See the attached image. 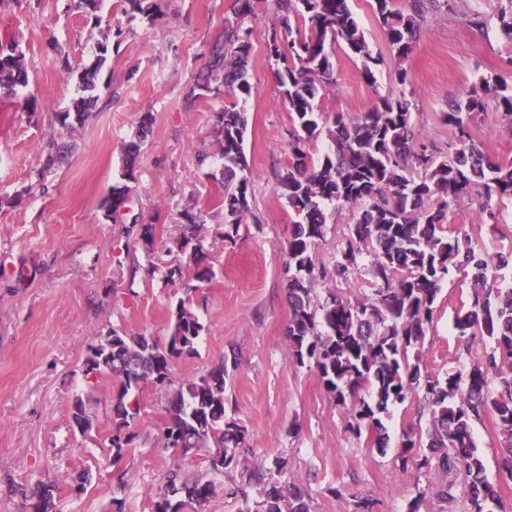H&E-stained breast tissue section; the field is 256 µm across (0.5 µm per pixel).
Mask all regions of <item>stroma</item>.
<instances>
[{"mask_svg":"<svg viewBox=\"0 0 512 512\" xmlns=\"http://www.w3.org/2000/svg\"><path fill=\"white\" fill-rule=\"evenodd\" d=\"M371 0H350L373 53L387 61L366 83L362 64L337 49L334 83L320 102L323 111L356 117L378 98L405 96L414 122L428 139L446 146L452 131L444 117L453 101L478 88L480 76L512 84V42L500 31L496 0H454L449 12L426 14L403 65L390 49ZM163 16L150 24L129 18L119 0H101L100 12L125 37L110 49V65L98 101L85 125L66 133L57 115L75 95V80L60 70L51 48H66L73 67L88 62L99 39L91 17L70 0H0V40H12L25 56L29 84L18 100L0 98V512H29L22 486L51 482L55 512H110L113 500L125 512H151L154 491L172 464L160 426L167 389L148 386L134 425L138 434L120 461H113L112 378L86 376L90 346L111 329L167 335L179 298L191 295L205 327L194 354L175 360L173 382L199 378L218 361L229 364L226 413L250 448L240 465L217 477L216 491L197 512H246L233 489L243 468L286 460L281 481L310 489L311 512H353L357 498L374 500V512H406L420 490L459 474H426L402 481L398 443L404 429L418 426L414 403L393 406L385 420L386 451L367 445L346 429L343 412L313 369L289 364L286 329L288 240L295 220L276 191V175L294 161L292 123L277 82L278 62L266 43L276 25L272 0H256L251 22L249 72L252 96L237 107L248 118L245 151L251 172L250 214L234 241L224 239V165L217 155L215 114L222 100L187 102L191 86L207 71L209 50L224 31L235 0H161ZM407 68V83L398 80ZM153 125L137 159L126 214L109 220L101 204L119 180L123 148L143 116ZM474 140L493 159L512 161V125L495 101H487L471 125ZM69 151L44 170L50 141ZM205 225L203 250L211 281L186 292L165 277L166 265L188 264L176 241L185 211ZM448 220L463 225L479 245L512 251V207L504 224L480 223L475 208ZM155 227L160 266L153 277L135 272L146 262L138 225ZM468 280L443 285L421 367L443 375L453 367L457 338L453 318ZM82 398L95 419L89 436L74 432L70 409ZM486 476L512 512V482L501 475L502 454L490 419L473 425ZM85 492L73 486L82 474Z\"/></svg>","mask_w":512,"mask_h":512,"instance_id":"35a3bbf8","label":"stroma"}]
</instances>
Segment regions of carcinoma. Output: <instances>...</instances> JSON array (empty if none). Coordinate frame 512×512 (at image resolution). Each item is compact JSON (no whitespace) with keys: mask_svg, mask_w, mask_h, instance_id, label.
I'll use <instances>...</instances> for the list:
<instances>
[{"mask_svg":"<svg viewBox=\"0 0 512 512\" xmlns=\"http://www.w3.org/2000/svg\"><path fill=\"white\" fill-rule=\"evenodd\" d=\"M74 8L92 16L100 41L89 63L77 75L78 95L58 116L65 130L83 125L98 99V78L110 43L121 44L124 31L98 14V0H73ZM130 18L155 22L158 0H121ZM278 16L267 43L268 54L281 61L277 71L281 94L288 102L297 162L277 174L276 190L297 221L292 225L286 266L290 319L286 331L288 361L313 368L335 405L345 414L347 428L367 445L385 452L389 435L383 419L391 407L408 401L428 416L427 427L402 433L398 444L399 475L439 470L457 472L467 495V512H492L500 503L487 480L485 465L472 432L474 422L494 417L502 450V472L512 481V286L501 287L502 271L512 267V254L479 246L461 228L448 225V213L473 200L479 202L481 223L498 225L503 208L512 202V162L491 159L471 134L470 123L492 96L504 109L512 129V85L482 79L472 92L446 113L453 139L443 150L427 141L413 122L405 97H382L356 118L321 111L319 98L333 84L335 46L360 59L363 79L375 82L374 70L384 62L374 55L347 0H275ZM499 8L498 21L512 41V0ZM404 11L395 0H373L378 20L394 58L402 60L419 22L430 11L448 12L453 0H407ZM234 17L224 20L219 45L212 51L203 82L187 93L201 97L252 96L248 66L252 50V0H235ZM28 84L24 56L13 41H0V93L17 96ZM151 118L141 120L124 150L121 178L102 203L103 215L115 218L137 181L136 158L150 132ZM247 119L236 104L218 116V155L224 160V239L232 240L250 213L251 180L244 150ZM324 139L328 150L312 164L303 148ZM354 212V224L332 267L315 263L323 241L326 206ZM180 250L190 249L193 280L210 278L199 269L202 252L200 219L184 212ZM368 262L374 281L371 293L359 298L329 294L319 299L315 284L328 277L345 280ZM455 272L470 276L468 300L456 309L453 328L459 355L471 356L473 344L483 346L477 359L451 368L444 376L422 372L423 347L433 327L434 303ZM204 326L185 300L178 301L165 337L128 334L116 329L89 348L85 372L108 375L118 387L112 396L113 462H118L136 434L131 424L140 413V393L149 385H171L175 359L196 352ZM218 363L198 379L172 390L165 411L164 447L183 454L207 455L206 474L188 479L179 465L170 468L152 500L151 512H184L202 505L214 493V478L239 464L244 430L226 419L224 374ZM73 429H93L86 403L73 401ZM287 465L276 456L271 466L242 475L237 493L249 500L258 487L255 512H310L305 486L274 479ZM55 486L41 484L24 493L33 512H54Z\"/></svg>","mask_w":512,"mask_h":512,"instance_id":"cac0c4a2","label":"carcinoma"}]
</instances>
